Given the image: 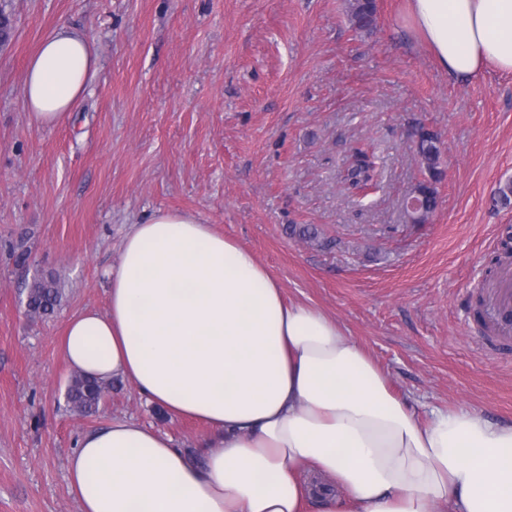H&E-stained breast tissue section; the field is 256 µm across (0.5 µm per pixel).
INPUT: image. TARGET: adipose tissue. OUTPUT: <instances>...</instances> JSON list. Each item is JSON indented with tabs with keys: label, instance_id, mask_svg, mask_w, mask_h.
I'll return each mask as SVG.
<instances>
[{
	"label": "adipose tissue",
	"instance_id": "adipose-tissue-1",
	"mask_svg": "<svg viewBox=\"0 0 512 512\" xmlns=\"http://www.w3.org/2000/svg\"><path fill=\"white\" fill-rule=\"evenodd\" d=\"M407 16L450 76L512 74V0H407ZM96 70L85 35L48 33L24 74L32 121L77 111ZM105 276L108 307L69 319L65 362L208 432L198 459L133 419L84 433L67 464L80 512H512V425L420 420L359 343L198 215L130 225Z\"/></svg>",
	"mask_w": 512,
	"mask_h": 512
}]
</instances>
